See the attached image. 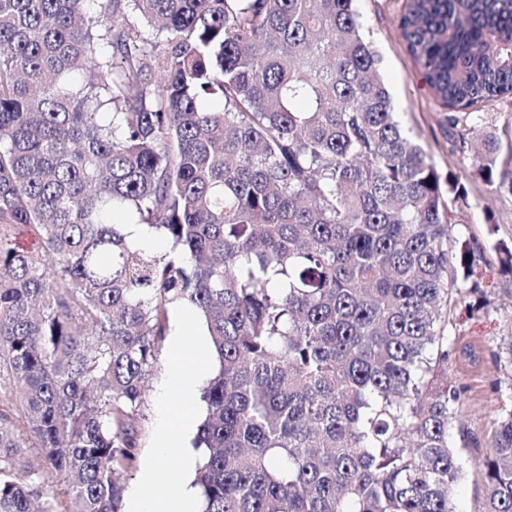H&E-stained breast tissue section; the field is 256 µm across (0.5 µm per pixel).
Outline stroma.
<instances>
[{
  "label": "stroma",
  "mask_w": 512,
  "mask_h": 512,
  "mask_svg": "<svg viewBox=\"0 0 512 512\" xmlns=\"http://www.w3.org/2000/svg\"><path fill=\"white\" fill-rule=\"evenodd\" d=\"M404 0H355L369 29L374 49L405 129L431 156L441 180L459 179L468 198L455 203L454 237L476 243L480 260L475 278L476 293L462 292L448 325V382L461 389L457 406L459 427L450 437L464 459L490 453L495 421L512 409V271L501 263L503 249L512 250V196L497 192L466 165L445 121L446 112L436 103L407 54L396 29ZM479 123L463 128L464 142L477 145L490 131L501 139L512 138V98L480 107ZM204 330L197 312L179 320L170 312L167 336L149 374L140 407L135 460L121 472L120 508L127 512L129 500L140 489L141 473L155 458V445L162 408L178 410L180 397L169 392L170 349L181 339L193 351Z\"/></svg>",
  "instance_id": "obj_1"
}]
</instances>
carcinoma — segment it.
<instances>
[{
    "mask_svg": "<svg viewBox=\"0 0 512 512\" xmlns=\"http://www.w3.org/2000/svg\"><path fill=\"white\" fill-rule=\"evenodd\" d=\"M354 2L0 0V512L42 497L31 448L63 512H118L179 306L215 365L201 512H457L448 311L479 255ZM397 27L449 126L512 97V0H405ZM461 151L512 195V143ZM474 464L512 512V411ZM34 469L35 471L33 477L35 478L36 482L42 487L43 490L41 502H53L54 505L56 506L55 510H57L56 512H58L61 509L57 505V503L63 501V499L59 497V493L63 491L65 483L59 476L55 475L54 473L48 470L38 469L37 467ZM54 497L56 498L55 501L53 499Z\"/></svg>",
    "mask_w": 512,
    "mask_h": 512,
    "instance_id": "obj_1",
    "label": "carcinoma"
}]
</instances>
